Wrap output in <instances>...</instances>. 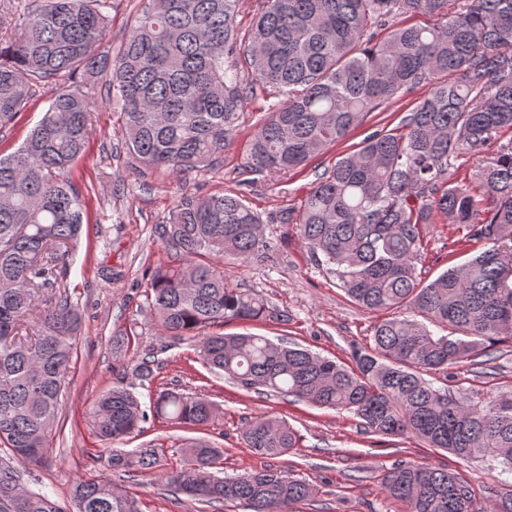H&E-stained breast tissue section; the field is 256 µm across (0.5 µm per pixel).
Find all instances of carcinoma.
<instances>
[{
  "instance_id": "carcinoma-1",
  "label": "carcinoma",
  "mask_w": 512,
  "mask_h": 512,
  "mask_svg": "<svg viewBox=\"0 0 512 512\" xmlns=\"http://www.w3.org/2000/svg\"><path fill=\"white\" fill-rule=\"evenodd\" d=\"M240 0H146L116 57L96 52L111 0H26L0 4V130L29 98L30 84L55 86L40 122L14 153L0 156V512H67L45 491L21 487L14 464L38 466L55 432L81 330V315L58 269L88 223V201L70 179L89 140L94 103L70 87L77 71L103 79L120 107L131 166L171 174L208 166L241 125L255 85L284 95L253 135L252 173L306 166L350 134L371 111L419 87L423 97L393 129L320 174L296 229L315 261L360 307L384 311L372 345L354 366L250 333L208 329L288 316L258 294L235 288L224 259L244 265L274 253L261 216L237 194H186L159 236L180 263L157 268L146 291L160 337L193 340L203 363L246 390L349 412L375 435H407L460 459H485L512 475V396L462 397L428 374L445 373L512 337V144L480 159L470 177L453 161L512 130V0H264L248 39H238ZM428 14L432 26L394 25L396 15ZM388 35L374 40L375 30ZM248 61L251 75L239 74ZM452 81H439L441 74ZM443 216L469 253L429 281L418 269L424 226ZM47 305L37 316L39 302ZM40 320L35 345L19 339ZM150 350L132 366L140 385L154 378ZM103 441L142 431L149 417L182 428L207 426L204 396L162 390L141 403L124 377L92 403ZM246 447L266 457L297 447L276 417L247 422ZM220 451L195 439L186 468L158 472L156 448L114 453L108 465L131 477L161 476L215 512H292L314 485L286 470L234 476L213 472ZM386 495L406 512H512V485L477 497L466 475L399 461L384 475ZM72 512H139L137 500L97 475L70 488Z\"/></svg>"
}]
</instances>
